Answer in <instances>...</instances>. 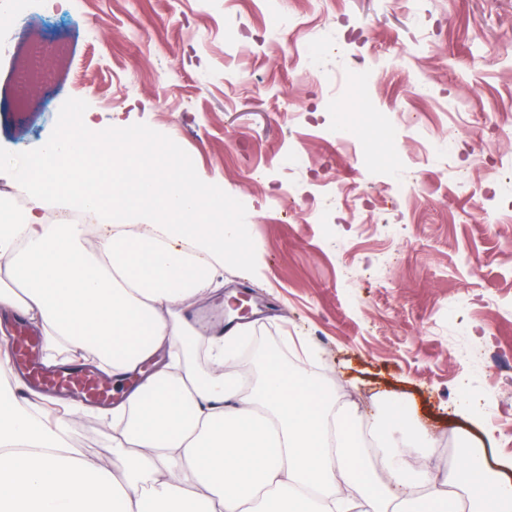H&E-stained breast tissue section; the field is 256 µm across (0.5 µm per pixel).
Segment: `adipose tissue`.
Returning a JSON list of instances; mask_svg holds the SVG:
<instances>
[{"label": "adipose tissue", "instance_id": "adipose-tissue-1", "mask_svg": "<svg viewBox=\"0 0 512 512\" xmlns=\"http://www.w3.org/2000/svg\"><path fill=\"white\" fill-rule=\"evenodd\" d=\"M85 141L57 136L42 152L56 166L33 203L0 196V318L37 326L47 350L93 361L111 377L113 452L119 467L83 455L68 438L76 409L43 419L38 400L0 387V512H483L464 475L470 457L439 479L411 461L409 412L388 400L369 450L361 419L337 405L306 369L267 361L258 383L235 369L239 325L219 334L183 317L220 288L225 253L247 230L166 155L128 143L107 160L111 177L81 191L68 165ZM133 182L165 218L130 231L112 221L116 179ZM77 207L102 225L49 224L47 208ZM206 350L209 369L192 360ZM166 352L138 383L131 374Z\"/></svg>", "mask_w": 512, "mask_h": 512}]
</instances>
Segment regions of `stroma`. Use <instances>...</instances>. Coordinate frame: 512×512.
Instances as JSON below:
<instances>
[{
    "mask_svg": "<svg viewBox=\"0 0 512 512\" xmlns=\"http://www.w3.org/2000/svg\"><path fill=\"white\" fill-rule=\"evenodd\" d=\"M86 2L106 40L74 39L63 72L84 134L151 130L248 227V264L189 320L228 311L251 328L239 368L305 360L367 415L401 400L439 468L473 451L512 479L489 357L512 355V184L491 178L512 168V0ZM55 134L28 113L0 156ZM68 437L112 457L103 420Z\"/></svg>",
    "mask_w": 512,
    "mask_h": 512,
    "instance_id": "35a3bbf8",
    "label": "stroma"
}]
</instances>
